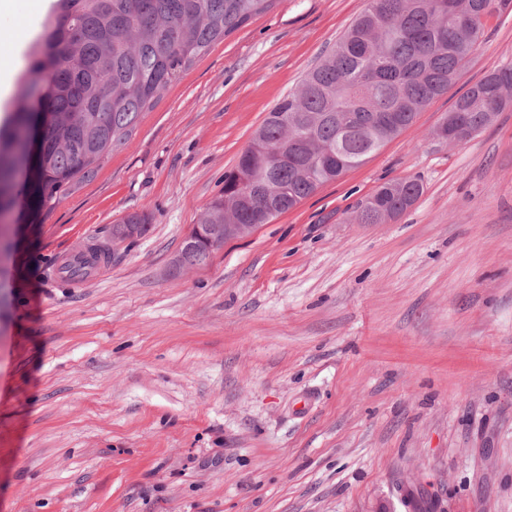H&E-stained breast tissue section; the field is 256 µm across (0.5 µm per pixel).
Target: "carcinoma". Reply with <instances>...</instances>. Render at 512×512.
<instances>
[{
	"label": "carcinoma",
	"instance_id": "obj_1",
	"mask_svg": "<svg viewBox=\"0 0 512 512\" xmlns=\"http://www.w3.org/2000/svg\"><path fill=\"white\" fill-rule=\"evenodd\" d=\"M274 0H54L28 50L20 82L63 120L43 122L44 177L19 186L13 162L24 158L38 112L0 117V217L22 194L33 212L52 210L133 134L162 90L224 37ZM512 0H367L300 89L270 112L258 136L224 174V192L204 224H268L321 185L362 165L448 92L480 45L488 19ZM512 106V65L458 94L437 138L469 141ZM422 194L415 178L381 186L360 207L362 224H383ZM203 266L201 244L181 248Z\"/></svg>",
	"mask_w": 512,
	"mask_h": 512
}]
</instances>
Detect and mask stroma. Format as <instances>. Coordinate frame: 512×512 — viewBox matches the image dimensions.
Wrapping results in <instances>:
<instances>
[{
    "label": "stroma",
    "mask_w": 512,
    "mask_h": 512,
    "mask_svg": "<svg viewBox=\"0 0 512 512\" xmlns=\"http://www.w3.org/2000/svg\"><path fill=\"white\" fill-rule=\"evenodd\" d=\"M366 0H275L163 90L0 268V512H512V108L435 132L512 63L494 16L448 93L366 162L225 243H182L275 106ZM52 0H10L0 113ZM415 178L384 224L361 201ZM149 232L65 286L55 263ZM422 185L415 178L396 179L381 186L366 198L360 207L362 224H383L410 209L422 194ZM121 226V233L119 238L116 241H123V240H130L134 239L137 236H139L141 224H142V231L140 235L145 234L148 231V228L151 224V219L149 215L146 213H130L127 214L118 224H113L112 226V235L114 232V229L119 225Z\"/></svg>",
    "instance_id": "1"
}]
</instances>
